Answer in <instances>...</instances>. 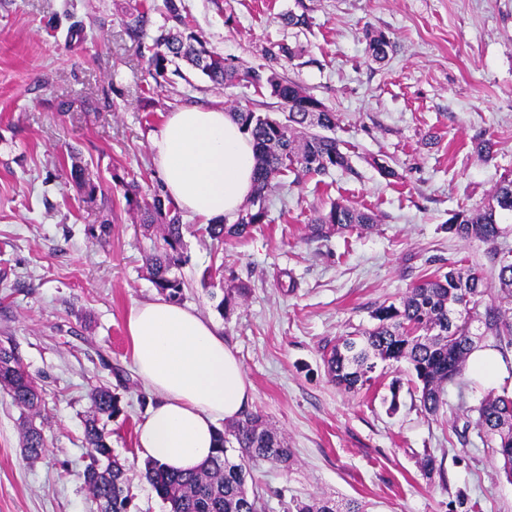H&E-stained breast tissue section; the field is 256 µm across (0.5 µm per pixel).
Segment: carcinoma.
<instances>
[{
    "mask_svg": "<svg viewBox=\"0 0 512 512\" xmlns=\"http://www.w3.org/2000/svg\"><path fill=\"white\" fill-rule=\"evenodd\" d=\"M166 21L154 38L156 51L149 67L164 76L169 67L184 60L218 87L234 86L244 80L255 92L278 100L288 111L287 122L267 112L234 108L230 115L255 145V189L249 204L240 209L233 223L222 219L205 227V233L218 242L244 238L258 224L268 221L265 193L279 176L326 175L332 169H350L347 155L335 138L325 134L336 126L338 114L322 105L297 82L279 74L276 64L290 59L294 52L285 44L264 49L266 63L241 71L224 56L210 50L206 42L186 24L185 7L180 0H164ZM367 50L376 61L384 60L392 48L389 38L379 31L365 30ZM67 179L87 201H95L100 184L81 164L71 165ZM127 205L140 216L147 230H156L146 267L155 287L168 298L178 300L184 281L176 274L182 263L184 224L180 211L164 188L154 189L148 198L140 197L135 184L126 189ZM492 203L481 209H461L448 219L447 230L466 242L490 246L491 262L497 271L498 286H492L482 270L448 262V271L426 276L408 289L399 303L380 304L372 314L376 324L363 331L341 336L326 359L332 383L352 395L369 389L378 363L408 362L417 380L419 408L423 415L435 416L448 404L447 385L463 376L469 355L475 348L474 336L491 340V347L503 358L512 353V249L498 247L504 229L497 211L512 213V178L500 180L491 195ZM378 224L375 214L348 202L333 201L308 225L315 238L335 233L367 232ZM480 330L476 334L473 329ZM0 391L12 402L35 414L41 406L39 388L23 366L12 344L0 343ZM94 415L85 423L84 444L89 463L83 481L97 503L99 512H127L129 495L125 466L112 455L109 435L100 426L121 412L119 400L108 386L91 395ZM474 428L484 445L492 449L500 469L512 479V395L508 390L489 393L475 408ZM26 455L37 458L45 448L42 429L29 424L23 434ZM294 453L286 442L249 411L224 425L218 432V448L191 473L171 472L156 462L145 466L144 477L169 512H261L257 494H249L247 478L254 466L266 462L289 468ZM295 512H366L357 500L339 504L330 498L298 501Z\"/></svg>",
    "mask_w": 512,
    "mask_h": 512,
    "instance_id": "carcinoma-1",
    "label": "carcinoma"
}]
</instances>
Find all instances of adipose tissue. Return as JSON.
<instances>
[{
    "label": "adipose tissue",
    "instance_id": "1",
    "mask_svg": "<svg viewBox=\"0 0 512 512\" xmlns=\"http://www.w3.org/2000/svg\"><path fill=\"white\" fill-rule=\"evenodd\" d=\"M151 151L169 198L203 222L233 217L254 190L252 139L222 109L169 113ZM127 329L154 396L139 426V451L167 470L195 471L214 453L219 420L238 418L252 401L243 366L212 321L163 298L136 304Z\"/></svg>",
    "mask_w": 512,
    "mask_h": 512
}]
</instances>
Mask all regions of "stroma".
I'll list each match as a JSON object with an SVG mask.
<instances>
[{
  "label": "stroma",
  "mask_w": 512,
  "mask_h": 512,
  "mask_svg": "<svg viewBox=\"0 0 512 512\" xmlns=\"http://www.w3.org/2000/svg\"><path fill=\"white\" fill-rule=\"evenodd\" d=\"M195 32L243 67L262 51L291 47L280 75L339 116L332 132L349 170L305 177L268 192V224L218 243L183 216L182 304L211 319L241 361L258 413L288 443L293 464L262 463L250 484L265 512L294 501L356 499L368 512H512V483L458 403L479 406L489 388L512 390L501 366L488 384L465 372L448 405L424 416L406 363L376 373L358 395L327 376L336 339L372 327L377 304L399 299L424 275L465 259L494 269L485 245L448 234L460 208L488 203L512 173V0H184ZM146 12V34L125 23ZM310 26H288V13ZM166 22L163 0H0V340L12 339L43 403L35 418L46 447L26 458V411L0 393V512H97L82 472L91 394L111 387L123 408L107 422L112 451L128 469L130 512H168L144 477L137 431L152 394L138 376L127 317L158 297L145 264L154 233L129 211L124 186L161 184L150 139L186 105L248 107L287 120L275 99L207 77L157 79L148 59ZM394 45L374 61L365 29ZM492 139L483 158L476 137ZM106 189L87 205L66 187L72 162ZM387 163L388 178L378 170ZM343 199L377 214L368 234L311 237L308 224ZM110 223L102 242L89 225ZM248 297L227 313V289ZM401 379L390 411L389 385ZM441 461L426 475L419 459Z\"/></svg>",
  "instance_id": "35a3bbf8"
}]
</instances>
